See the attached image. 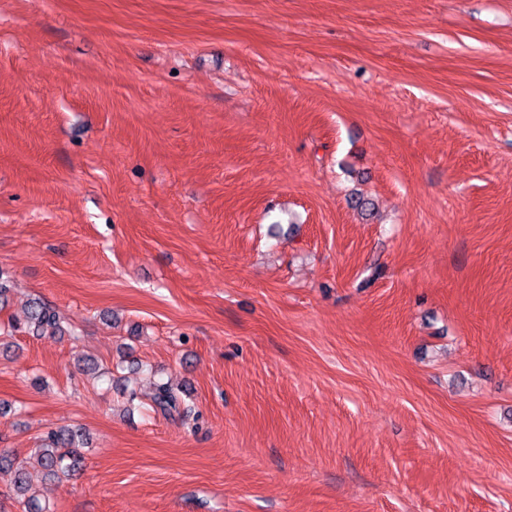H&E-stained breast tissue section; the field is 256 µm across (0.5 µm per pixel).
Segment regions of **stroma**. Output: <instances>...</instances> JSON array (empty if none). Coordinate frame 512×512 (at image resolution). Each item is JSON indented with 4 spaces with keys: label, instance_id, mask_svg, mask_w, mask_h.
<instances>
[{
    "label": "stroma",
    "instance_id": "35a3bbf8",
    "mask_svg": "<svg viewBox=\"0 0 512 512\" xmlns=\"http://www.w3.org/2000/svg\"><path fill=\"white\" fill-rule=\"evenodd\" d=\"M0 279L55 512H512V0H0ZM28 324L34 326L36 334H44L49 332L51 334L61 331L59 326V318L56 313L41 303L32 302L27 312ZM150 400L156 409L164 414L179 412L181 408V399L168 383H156L150 393ZM84 445L82 429L66 426L49 432L35 453L45 474L62 481L81 468L84 455L80 448Z\"/></svg>",
    "mask_w": 512,
    "mask_h": 512
}]
</instances>
